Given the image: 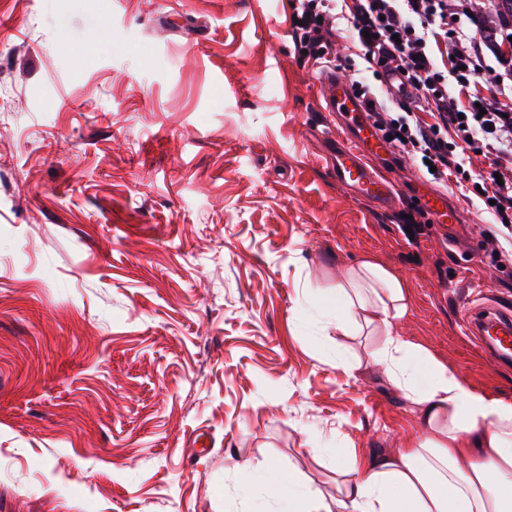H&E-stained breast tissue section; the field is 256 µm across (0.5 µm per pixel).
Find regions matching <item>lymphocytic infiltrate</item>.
Here are the masks:
<instances>
[{"mask_svg":"<svg viewBox=\"0 0 512 512\" xmlns=\"http://www.w3.org/2000/svg\"><path fill=\"white\" fill-rule=\"evenodd\" d=\"M453 0H354L353 37L375 80L388 69L404 77L403 92L414 96V107L391 111L376 102L363 81L353 83L356 95L369 104V115L391 143L417 164L431 162L433 179L477 190L482 202H495L501 226L512 225V115L501 106L481 99L479 104H461L449 82L467 87L477 72L478 47L457 19ZM299 42L314 62L334 67L328 49L336 28L329 5L317 0H295ZM454 48L450 70H441L432 56L438 41ZM346 71L356 69L353 58L339 63ZM429 113L431 122L419 119ZM491 157L489 170L472 174L470 155Z\"/></svg>","mask_w":512,"mask_h":512,"instance_id":"obj_1","label":"lymphocytic infiltrate"}]
</instances>
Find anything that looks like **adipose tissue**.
<instances>
[{
	"label": "adipose tissue",
	"instance_id": "1",
	"mask_svg": "<svg viewBox=\"0 0 512 512\" xmlns=\"http://www.w3.org/2000/svg\"><path fill=\"white\" fill-rule=\"evenodd\" d=\"M332 294V305L317 307L323 327L375 336L366 360L413 408L422 433L396 453L351 458L332 501L276 465L257 476L242 469V477L281 512H512V398L471 387L401 336L409 290L383 265L347 267Z\"/></svg>",
	"mask_w": 512,
	"mask_h": 512
}]
</instances>
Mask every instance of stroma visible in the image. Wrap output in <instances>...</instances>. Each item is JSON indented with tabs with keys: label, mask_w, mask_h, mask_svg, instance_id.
<instances>
[{
	"label": "stroma",
	"mask_w": 512,
	"mask_h": 512,
	"mask_svg": "<svg viewBox=\"0 0 512 512\" xmlns=\"http://www.w3.org/2000/svg\"><path fill=\"white\" fill-rule=\"evenodd\" d=\"M294 0H0V512H248L241 465L325 496L348 455L421 431L373 366L346 374L309 295L374 260L403 336L478 389L512 366L465 326L512 309V237L455 184L456 234L338 185L323 73ZM485 51L469 91L512 109ZM324 456H314V449Z\"/></svg>",
	"instance_id": "obj_1"
}]
</instances>
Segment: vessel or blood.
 Listing matches in <instances>:
<instances>
[{
    "mask_svg": "<svg viewBox=\"0 0 512 512\" xmlns=\"http://www.w3.org/2000/svg\"><path fill=\"white\" fill-rule=\"evenodd\" d=\"M323 85L327 110L340 113L345 120L333 150L332 170L337 183L357 198L382 207L395 205L396 198L388 178L366 165L370 157L388 160L392 154L391 144L369 119L345 78L327 76ZM417 200L425 208L431 223L452 227L463 221L460 209L447 193L426 191L419 194ZM468 325L487 354L500 364L512 363V312L496 304H484L469 309Z\"/></svg>",
    "mask_w": 512,
    "mask_h": 512,
    "instance_id": "b4317fda",
    "label": "vessel or blood"
}]
</instances>
